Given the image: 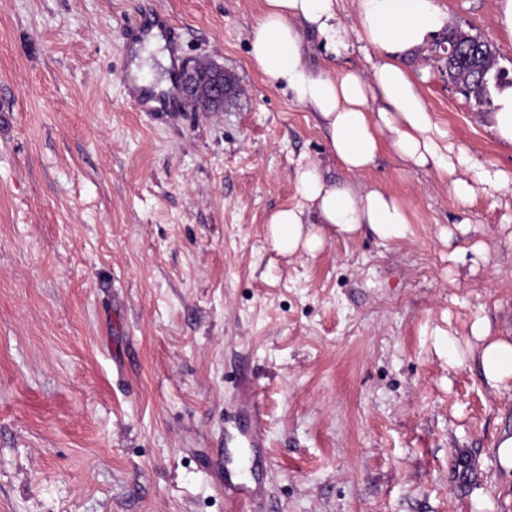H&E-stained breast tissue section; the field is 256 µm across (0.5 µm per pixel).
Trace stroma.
I'll use <instances>...</instances> for the list:
<instances>
[{"mask_svg":"<svg viewBox=\"0 0 512 512\" xmlns=\"http://www.w3.org/2000/svg\"><path fill=\"white\" fill-rule=\"evenodd\" d=\"M493 45L498 0H434ZM263 0H0V512H512L496 452L512 386L449 337L512 336V191L459 200L390 143L358 177L390 192L407 239L334 237L286 258L270 213L293 175L346 174L316 116L249 55ZM160 23L171 68L134 102L127 24ZM315 67L372 77L373 49ZM444 32L405 53L448 142L512 174V145L449 82ZM210 60L241 93L221 112L166 90ZM452 233L443 240L442 230ZM485 245L484 255L473 248ZM260 410L249 507L224 484V433Z\"/></svg>","mask_w":512,"mask_h":512,"instance_id":"1","label":"stroma"}]
</instances>
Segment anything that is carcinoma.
<instances>
[{"instance_id": "1", "label": "carcinoma", "mask_w": 512, "mask_h": 512, "mask_svg": "<svg viewBox=\"0 0 512 512\" xmlns=\"http://www.w3.org/2000/svg\"><path fill=\"white\" fill-rule=\"evenodd\" d=\"M448 37L458 47L457 55L446 65L448 81L465 88L476 106L491 105L490 81L501 79L497 50L463 31L450 30Z\"/></svg>"}]
</instances>
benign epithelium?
I'll use <instances>...</instances> for the list:
<instances>
[{"instance_id": "7a95c632", "label": "benign epithelium", "mask_w": 512, "mask_h": 512, "mask_svg": "<svg viewBox=\"0 0 512 512\" xmlns=\"http://www.w3.org/2000/svg\"><path fill=\"white\" fill-rule=\"evenodd\" d=\"M185 99L203 112H222L236 92V79L224 67L211 62L187 66L181 75Z\"/></svg>"}]
</instances>
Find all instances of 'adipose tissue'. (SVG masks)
<instances>
[{
  "label": "adipose tissue",
  "mask_w": 512,
  "mask_h": 512,
  "mask_svg": "<svg viewBox=\"0 0 512 512\" xmlns=\"http://www.w3.org/2000/svg\"><path fill=\"white\" fill-rule=\"evenodd\" d=\"M337 0H264L250 40V56L262 75L283 87L301 106L315 112L324 125L331 155L348 179L326 180L314 164L297 169L294 181L306 208H284L271 214L268 235L272 248L292 257L322 248L327 234L344 238L369 230L384 242L407 238L409 216L400 202L357 176L373 163L384 138H391L399 158L414 168L453 172L454 194L466 201L477 189L512 187L502 170L472 163L465 152L450 154L442 145L439 126L401 63L406 51L422 45L442 29L445 16L433 0H358L359 37L380 53L373 81L354 71L328 73L310 63L304 28L315 29L325 51L341 57L351 37L339 20ZM381 107H374V99ZM472 333L480 341L479 364L493 388L512 381V339H490L486 323Z\"/></svg>",
  "instance_id": "1"
}]
</instances>
